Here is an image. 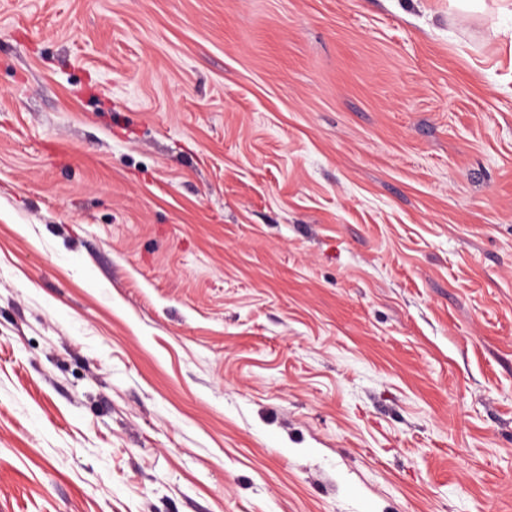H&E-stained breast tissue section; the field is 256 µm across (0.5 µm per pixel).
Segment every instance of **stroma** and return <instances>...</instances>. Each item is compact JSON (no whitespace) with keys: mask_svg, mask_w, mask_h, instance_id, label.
Here are the masks:
<instances>
[{"mask_svg":"<svg viewBox=\"0 0 512 512\" xmlns=\"http://www.w3.org/2000/svg\"><path fill=\"white\" fill-rule=\"evenodd\" d=\"M0 512H512L500 0H0Z\"/></svg>","mask_w":512,"mask_h":512,"instance_id":"1","label":"stroma"}]
</instances>
